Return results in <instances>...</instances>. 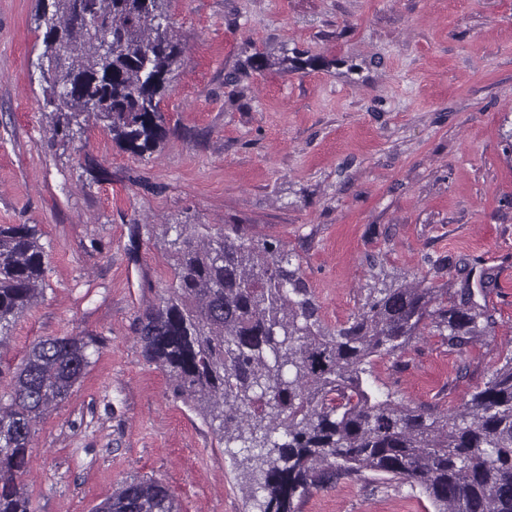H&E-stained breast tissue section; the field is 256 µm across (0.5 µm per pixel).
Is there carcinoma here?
Listing matches in <instances>:
<instances>
[{
	"instance_id": "1",
	"label": "carcinoma",
	"mask_w": 512,
	"mask_h": 512,
	"mask_svg": "<svg viewBox=\"0 0 512 512\" xmlns=\"http://www.w3.org/2000/svg\"><path fill=\"white\" fill-rule=\"evenodd\" d=\"M167 0H38L45 25L41 77L56 120L73 138L92 119L121 148L154 151L167 129L160 103L182 53ZM88 5L100 27L76 23ZM167 294L138 317L146 359L176 395L199 404L225 443L255 463L261 512H295L294 499L336 474L370 471L419 488L438 512H512V358L457 410L372 397L363 375L430 326L451 349L489 335L495 320L474 300L497 287L482 271L460 302L418 284L374 288L346 323L325 324L281 245L256 243L242 224L173 225ZM46 254L28 224L0 225V348L40 294ZM92 336L35 340L0 402V512H31L26 472L34 426L90 366ZM92 512H180L154 480H125Z\"/></svg>"
}]
</instances>
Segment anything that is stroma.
Wrapping results in <instances>:
<instances>
[{
    "label": "stroma",
    "mask_w": 512,
    "mask_h": 512,
    "mask_svg": "<svg viewBox=\"0 0 512 512\" xmlns=\"http://www.w3.org/2000/svg\"><path fill=\"white\" fill-rule=\"evenodd\" d=\"M36 14L37 0H0V224L36 226L47 254L43 294L0 350V395L38 337L94 336L101 351L37 425L33 512H91L132 477L166 484L181 512L261 510L242 452L142 352L170 224L278 241L331 326L386 284L456 291L484 258L494 332L452 350L427 331L374 358L377 396L451 412L512 357V0H170L168 134L142 156L92 123L52 135ZM136 224L152 236L133 238ZM297 512L434 506L367 472Z\"/></svg>",
    "instance_id": "35a3bbf8"
}]
</instances>
